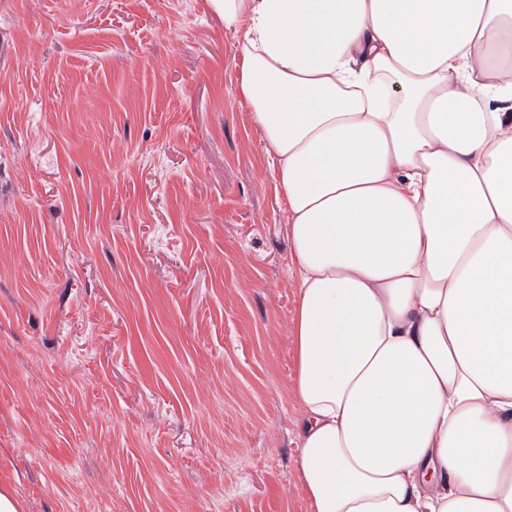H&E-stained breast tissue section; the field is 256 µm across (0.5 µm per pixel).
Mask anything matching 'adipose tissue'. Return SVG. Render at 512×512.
<instances>
[{
    "mask_svg": "<svg viewBox=\"0 0 512 512\" xmlns=\"http://www.w3.org/2000/svg\"><path fill=\"white\" fill-rule=\"evenodd\" d=\"M287 211L311 512H512V0H207Z\"/></svg>",
    "mask_w": 512,
    "mask_h": 512,
    "instance_id": "1",
    "label": "adipose tissue"
}]
</instances>
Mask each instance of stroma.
<instances>
[{
	"instance_id": "35a3bbf8",
	"label": "stroma",
	"mask_w": 512,
	"mask_h": 512,
	"mask_svg": "<svg viewBox=\"0 0 512 512\" xmlns=\"http://www.w3.org/2000/svg\"><path fill=\"white\" fill-rule=\"evenodd\" d=\"M207 0H0V485L310 512L287 211Z\"/></svg>"
}]
</instances>
